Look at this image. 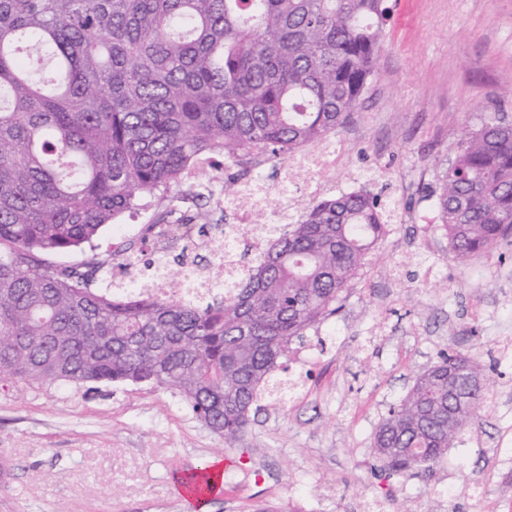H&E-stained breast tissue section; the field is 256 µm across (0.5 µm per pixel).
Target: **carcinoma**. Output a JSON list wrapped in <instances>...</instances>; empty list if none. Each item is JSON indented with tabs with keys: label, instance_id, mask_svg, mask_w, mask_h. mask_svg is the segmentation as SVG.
Returning a JSON list of instances; mask_svg holds the SVG:
<instances>
[{
	"label": "carcinoma",
	"instance_id": "cac0c4a2",
	"mask_svg": "<svg viewBox=\"0 0 512 512\" xmlns=\"http://www.w3.org/2000/svg\"><path fill=\"white\" fill-rule=\"evenodd\" d=\"M385 0H0V382L146 383L233 448L291 345L336 314L387 224L366 190L306 208L256 265L203 300L93 288L105 262L56 268L146 198L180 200L208 153L260 165L330 138L375 73ZM435 196L462 266L512 235V120L458 144ZM457 352L391 407L374 448L428 470L489 385ZM205 467L184 476L204 498Z\"/></svg>",
	"mask_w": 512,
	"mask_h": 512
}]
</instances>
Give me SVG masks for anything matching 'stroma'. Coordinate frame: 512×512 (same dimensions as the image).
I'll return each mask as SVG.
<instances>
[{"label": "stroma", "instance_id": "1", "mask_svg": "<svg viewBox=\"0 0 512 512\" xmlns=\"http://www.w3.org/2000/svg\"><path fill=\"white\" fill-rule=\"evenodd\" d=\"M376 72L335 133L342 148L322 196L366 188L405 220L388 226L336 314L288 356L297 390L268 404L235 448L177 395L146 385L30 387L0 382V512H191L182 477L224 459L207 512H512V237L459 266L430 197L459 141L512 119V0H386ZM158 211L126 213L93 248L50 255L76 266L137 242ZM491 380L479 409L433 469L389 474L375 434L389 408L446 352Z\"/></svg>", "mask_w": 512, "mask_h": 512}]
</instances>
